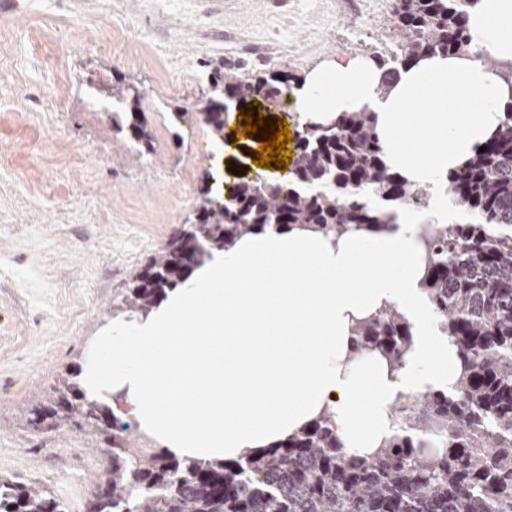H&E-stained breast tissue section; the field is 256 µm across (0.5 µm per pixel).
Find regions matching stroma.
<instances>
[{
    "label": "stroma",
    "mask_w": 512,
    "mask_h": 512,
    "mask_svg": "<svg viewBox=\"0 0 512 512\" xmlns=\"http://www.w3.org/2000/svg\"><path fill=\"white\" fill-rule=\"evenodd\" d=\"M391 17L350 0H293L279 13L273 0H0V475L85 512L111 441L76 421L32 429L30 412L68 395L129 280L193 215L206 174L253 176V147L217 161L206 126L176 138L169 112L221 64L242 79L303 76L385 51ZM186 70L189 94L172 93ZM116 75L145 93L152 153L112 125L101 90ZM75 444L93 467L69 477L61 460Z\"/></svg>",
    "instance_id": "stroma-1"
}]
</instances>
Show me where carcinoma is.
<instances>
[{"label":"carcinoma","mask_w":512,"mask_h":512,"mask_svg":"<svg viewBox=\"0 0 512 512\" xmlns=\"http://www.w3.org/2000/svg\"><path fill=\"white\" fill-rule=\"evenodd\" d=\"M479 0H395L396 49L373 59L384 70L380 87L412 61L463 55L472 39L469 12ZM298 78L270 73L252 81L216 67L210 88L169 113L176 125L196 120L212 138L224 137L232 106L278 104ZM103 93L119 105L112 123L151 152L139 85L115 76ZM463 167L449 176L458 220L424 228V289L442 332L456 348L462 373L454 393L428 390L396 401L399 434L367 456L349 453L331 417L298 431L279 447L238 460L180 462L161 452L135 457L112 437V469L88 512H512V106ZM374 196L380 206L363 199ZM427 199L383 159L375 117L345 112L333 125L296 131L288 179L245 181L229 191L200 190L193 217L128 282L112 314H148L203 261L242 236L292 224L339 235L349 228H382L406 200ZM356 348L392 363L409 349L405 316L390 306L356 327ZM78 393L33 411V428L83 420L91 428L127 429L111 409ZM0 512H64L35 481L0 476Z\"/></svg>","instance_id":"cac0c4a2"}]
</instances>
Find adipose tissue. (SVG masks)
Masks as SVG:
<instances>
[{"instance_id": "adipose-tissue-1", "label": "adipose tissue", "mask_w": 512, "mask_h": 512, "mask_svg": "<svg viewBox=\"0 0 512 512\" xmlns=\"http://www.w3.org/2000/svg\"><path fill=\"white\" fill-rule=\"evenodd\" d=\"M467 27L471 54L402 67L387 94L359 54L317 67L295 91L309 122L374 112L387 166L431 187L429 207L397 209L380 230L296 225L211 250L149 314L113 318L91 340L83 396L133 417L168 457L209 461L275 449L326 415L348 451L369 455L395 435L399 397L453 387L462 369L422 287L421 233L453 219L449 173L512 102V0H480ZM391 306L412 326L399 366L354 348L359 322Z\"/></svg>"}]
</instances>
